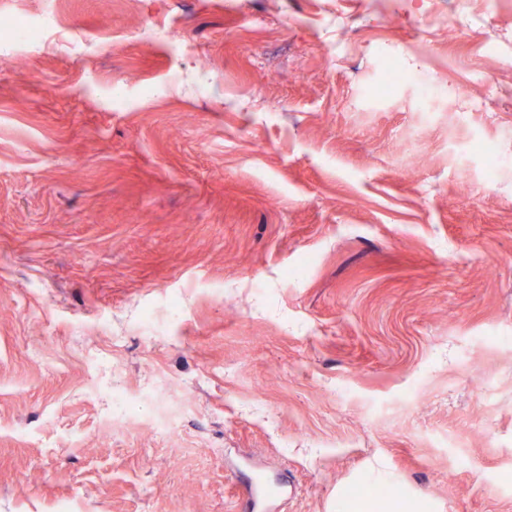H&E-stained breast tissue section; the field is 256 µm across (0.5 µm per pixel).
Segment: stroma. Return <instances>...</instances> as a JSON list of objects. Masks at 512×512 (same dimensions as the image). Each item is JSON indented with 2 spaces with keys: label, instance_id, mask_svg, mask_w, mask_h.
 <instances>
[{
  "label": "stroma",
  "instance_id": "1",
  "mask_svg": "<svg viewBox=\"0 0 512 512\" xmlns=\"http://www.w3.org/2000/svg\"><path fill=\"white\" fill-rule=\"evenodd\" d=\"M0 14V512H512L511 5Z\"/></svg>",
  "mask_w": 512,
  "mask_h": 512
}]
</instances>
